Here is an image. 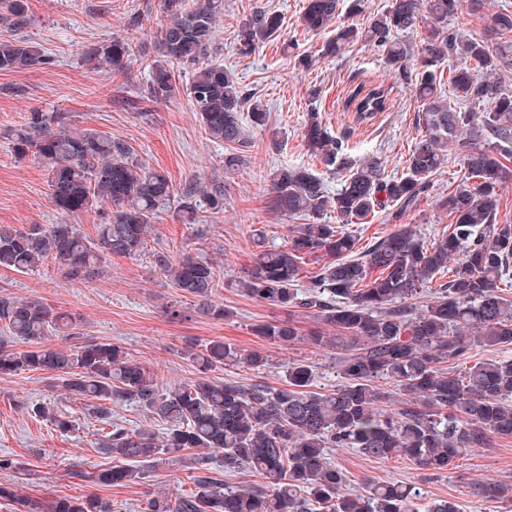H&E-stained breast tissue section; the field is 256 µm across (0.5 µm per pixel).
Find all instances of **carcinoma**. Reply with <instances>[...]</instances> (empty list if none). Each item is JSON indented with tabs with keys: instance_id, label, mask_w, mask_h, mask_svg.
Segmentation results:
<instances>
[{
	"instance_id": "cac0c4a2",
	"label": "carcinoma",
	"mask_w": 512,
	"mask_h": 512,
	"mask_svg": "<svg viewBox=\"0 0 512 512\" xmlns=\"http://www.w3.org/2000/svg\"><path fill=\"white\" fill-rule=\"evenodd\" d=\"M492 0H388L387 8L363 23L336 26L322 46L334 57L350 44L371 43L386 52L393 69L404 70L409 44L393 34L427 30L417 50L413 91L424 134L416 139L403 172L388 176L381 158L356 163L343 141L333 137L313 112L305 143L331 175H340L336 193L305 166L278 169L270 184L277 213L302 220L286 248H263L246 268L239 286L248 297L275 308H304L323 324L357 341L336 358L342 383L330 392L309 390L312 365L288 366L279 387L250 388L219 382L207 373L224 366L259 370L268 356L242 354L221 341L188 351L201 377L165 391L124 348L86 341L73 348L48 343L60 316L31 300L0 296V374L46 371L67 392L104 416L114 401H132L147 417L165 426L163 436L147 428L111 424L101 446L125 460L122 466L91 476L99 486H119L145 478L149 464L165 452L192 450L198 464L197 491L174 499L151 498L140 512H415L411 487L372 484L367 494L344 490L345 475L326 457L328 448H355L364 457H404L432 473L494 436H512V359L476 362L462 376L443 367L464 357L474 345L512 346V297L501 285L512 264V224L499 223L501 185L512 182V10L490 11ZM0 19L13 34L0 36V72H19L46 63L41 52L17 34L29 22L26 0H4ZM165 24L157 31L160 56L150 65L148 100L176 94L173 66L193 69L186 87L193 111L213 139L235 147L248 144L241 112L262 125L264 106L251 100L224 64L213 59L215 23L224 0H163ZM468 12L486 19L481 31L466 34L448 19ZM363 13V0H305L303 29L320 33L340 14ZM281 15L258 8L240 21V52L281 35ZM133 51L132 39L101 43L90 60L121 73ZM461 64L443 70L447 60ZM448 87L449 96L442 95ZM390 89L357 86L346 108L359 124L387 108ZM13 150L34 156L47 168L50 198L65 214L93 206L99 210L97 242L87 241L72 224L19 231L0 226V267L25 271L51 258L71 280L92 277L105 256L136 257L147 249V234L157 212L171 203L173 187L165 173L150 170L127 145L98 132H69L63 113L32 112L11 134ZM458 158L464 174L453 192L439 200L451 223L434 240L400 224L352 258L354 235L346 224H362L391 209L397 220L430 189L431 177ZM216 217L224 213V184L184 186L177 208L196 220L200 205ZM308 258L325 259L315 275L304 277ZM157 266L170 273L173 287L202 302L216 319L228 311L209 303L216 286L214 266L194 256L173 264L153 251ZM435 300L419 308L423 294ZM256 335L277 344L294 342L299 331L290 321L262 323ZM19 340L27 349L16 351ZM388 381L407 397L390 416L378 410ZM34 414L61 430L66 414L35 404ZM222 450L213 466L209 451ZM249 471L262 479L256 487L231 486L224 477ZM53 512H112L99 497L60 498Z\"/></svg>"
}]
</instances>
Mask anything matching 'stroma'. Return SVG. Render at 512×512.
<instances>
[{
    "label": "stroma",
    "instance_id": "stroma-1",
    "mask_svg": "<svg viewBox=\"0 0 512 512\" xmlns=\"http://www.w3.org/2000/svg\"><path fill=\"white\" fill-rule=\"evenodd\" d=\"M30 23L23 34L36 42L48 62L22 73H0V225L17 229L49 224H72L87 240H96L98 217L94 211L65 215L54 206L47 187V172L34 156L18 157L11 148L10 131L23 125L31 112H62L73 132H98L123 140L133 157L146 167L165 172L175 191L197 180L219 179L224 184V212L219 218L200 214L196 223H183L176 209H161L151 226L148 249L135 258H104L90 279H65L63 270L48 260L28 272L0 268V294L35 300L53 313L70 315L74 335L50 334L54 344L75 345L85 340L109 341L124 347L156 381L159 388H174L194 381L198 370L188 358L189 348H204L213 341L241 353L264 351L267 367L252 370L224 367L213 371L220 382L280 386L289 364L310 363L314 384L323 391L339 383L335 359L353 347L333 328L303 309L283 311L244 295L238 279L251 261L255 232L268 246L288 244L295 220L275 213L267 198L273 173L286 165L311 166L313 158L304 130L310 112H317L334 137L342 140L354 159L377 155L388 174L402 173L418 135L416 116L421 102L409 75L394 71L385 54L373 45L347 47L336 57H322L327 33L305 32L299 23L304 0H224V13L216 25V58L233 72L242 89L266 108V123L245 121L251 159L246 168L224 169L227 150L212 140L193 112L185 92L191 72L177 68L179 94L167 101L131 103L143 95L150 63L156 59L153 33L165 19L162 0H26ZM280 14V38L241 53L236 39L239 23L255 7ZM140 16L141 29L130 31L128 22ZM133 36L136 50L120 74L93 68L88 56L100 43ZM361 83H381L390 90L389 108L372 124H358L345 109L349 91ZM319 89L311 98V89ZM281 140L279 150L269 146L271 134ZM462 174L457 159L432 178L431 189L400 221L378 213L366 224L348 225L349 233L369 243L391 232L396 223L413 225L431 238L448 225V213L438 205ZM171 260L191 254L213 262L217 286L212 299L230 310L222 320L199 310L198 301L181 295L169 276L155 266L153 250ZM293 320L300 336L277 346L255 335V325ZM326 337L315 345L313 336ZM45 403L67 414L71 427L59 431L34 416L30 407ZM130 429L161 423L149 422L132 402L113 405L109 419L89 415L84 401L55 387L51 374L23 372L0 375V455L9 454L17 469L0 471V484L17 497L0 500V512H26L40 505L49 512L62 496L96 495L112 504L114 512H139L145 499L191 493L196 474L191 452L164 455L146 479L136 484L97 487L73 478V470L95 473L117 465L112 455L95 443L111 423ZM329 459L346 476L348 492L362 494L367 484L401 482L413 486L419 507L436 500L455 503L458 512H512V500L483 499L478 488L501 484L512 488V437L495 438L491 447L474 448L434 475L418 469L406 458L370 460L353 448H333Z\"/></svg>",
    "mask_w": 512,
    "mask_h": 512
}]
</instances>
